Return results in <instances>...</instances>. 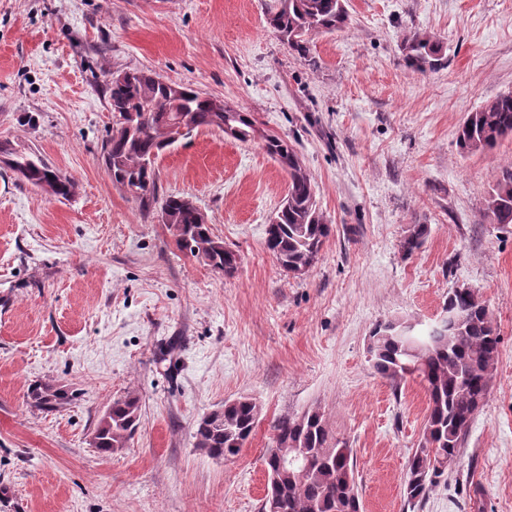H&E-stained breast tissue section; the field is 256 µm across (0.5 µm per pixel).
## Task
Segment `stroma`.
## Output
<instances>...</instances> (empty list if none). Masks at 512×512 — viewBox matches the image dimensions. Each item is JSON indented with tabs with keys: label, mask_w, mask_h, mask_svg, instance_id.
I'll use <instances>...</instances> for the list:
<instances>
[{
	"label": "stroma",
	"mask_w": 512,
	"mask_h": 512,
	"mask_svg": "<svg viewBox=\"0 0 512 512\" xmlns=\"http://www.w3.org/2000/svg\"><path fill=\"white\" fill-rule=\"evenodd\" d=\"M273 3L0 0V141L75 182L59 200L0 162V512H260L271 424L309 409L353 448L361 512H512V224L486 209L512 138L456 143L468 112L512 92V0H347L346 28L315 37L307 61L268 28ZM415 33L440 65H408ZM106 66L192 85L288 139L332 226L308 271L265 247L288 176L262 141L203 129L157 161V197L193 199L240 256L230 275L113 185ZM414 224L430 231L407 256ZM458 286L487 305L499 357L458 458L412 508L403 478L429 397L375 372L369 336L435 322ZM34 383L70 404L31 407ZM129 395L140 427L102 455L97 423ZM242 396L259 423L238 456L213 459L195 424Z\"/></svg>",
	"instance_id": "obj_1"
}]
</instances>
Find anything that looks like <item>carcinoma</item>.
<instances>
[{"label": "carcinoma", "mask_w": 512, "mask_h": 512, "mask_svg": "<svg viewBox=\"0 0 512 512\" xmlns=\"http://www.w3.org/2000/svg\"><path fill=\"white\" fill-rule=\"evenodd\" d=\"M348 20L345 0H277L268 24L288 51L307 59L310 38L333 33ZM408 64L419 70L436 61L438 46L427 35L413 34L405 45ZM108 103L119 122L102 146L106 168L116 185L137 195L144 206L155 202V165L172 146L161 130L181 119L187 134L218 129L235 141L255 138L251 114L224 100L184 84L166 82L149 70L111 73ZM512 135V92L486 101L467 114L457 145L468 153L495 147ZM264 148L288 174V195L266 229V248L286 272L298 275L318 259L331 225L317 207L312 177L288 140L264 136ZM0 161L18 177L54 197L73 194V182L40 156L0 142ZM498 224H512V166L502 171L487 201ZM160 212L175 232L178 246L217 272L230 274L240 255L214 237L208 217L188 197L168 195ZM426 224H415L401 248L411 255L424 244ZM447 317L418 330L410 322L391 320L370 335L369 353L375 371L398 384L418 378L429 394L421 439L413 449L404 476V497L411 506L422 502L448 471L463 448L470 423L486 398L499 354L500 337L487 306L474 290L457 287L443 305ZM70 400L68 393L48 384H33L28 404L54 413ZM260 405L241 397L224 403L197 421V447L213 458L236 456L255 430ZM140 424L139 402L125 397L112 403L94 431V448L111 455L126 447ZM272 429L276 447L266 450L268 472L262 512H360L354 452L334 437L316 409L297 417L277 419Z\"/></svg>", "instance_id": "carcinoma-1"}]
</instances>
